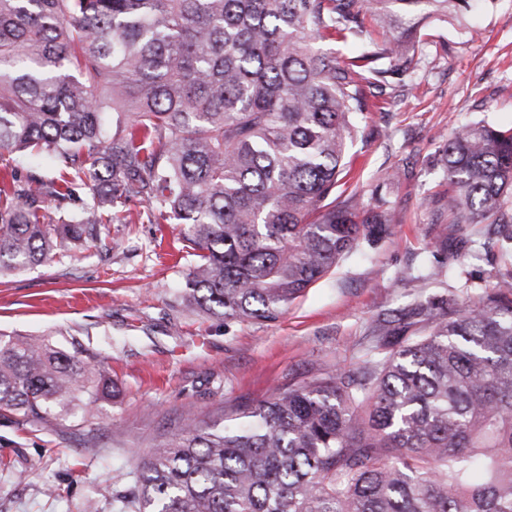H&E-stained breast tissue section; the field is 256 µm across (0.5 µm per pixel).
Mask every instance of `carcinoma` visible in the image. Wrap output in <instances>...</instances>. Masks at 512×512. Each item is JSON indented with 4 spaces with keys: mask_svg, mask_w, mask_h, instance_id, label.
<instances>
[{
    "mask_svg": "<svg viewBox=\"0 0 512 512\" xmlns=\"http://www.w3.org/2000/svg\"><path fill=\"white\" fill-rule=\"evenodd\" d=\"M487 0H0V277L96 242L127 204L184 225L183 290L201 311L274 321L360 242L394 223L336 202L366 110L359 62L410 61L425 23ZM369 12L394 43L341 64ZM445 203L483 224L512 201V127L475 124L441 149ZM508 266L462 309L428 318L358 374L326 370L218 420L190 412L113 512H512V222ZM112 378L45 339L0 336V412L53 427L114 395Z\"/></svg>",
    "mask_w": 512,
    "mask_h": 512,
    "instance_id": "1",
    "label": "carcinoma"
}]
</instances>
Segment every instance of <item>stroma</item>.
Masks as SVG:
<instances>
[{
  "label": "stroma",
  "instance_id": "35a3bbf8",
  "mask_svg": "<svg viewBox=\"0 0 512 512\" xmlns=\"http://www.w3.org/2000/svg\"><path fill=\"white\" fill-rule=\"evenodd\" d=\"M410 67L384 60L346 161L364 197L393 209L390 233L342 259L276 320L227 321L182 304L193 261L179 224H111L106 247H73L0 279V334L51 340L108 371L115 397L90 418L52 428L0 415V512H112L160 437L187 411L217 415L332 369L357 371L380 320L392 327L433 295L465 303L463 273L480 287L502 260L486 225L460 227L441 203L438 150L463 126L512 125V0H489L463 20L420 29ZM447 241V251L431 246ZM441 262L438 280L422 279ZM57 488L56 499L41 490Z\"/></svg>",
  "mask_w": 512,
  "mask_h": 512
}]
</instances>
